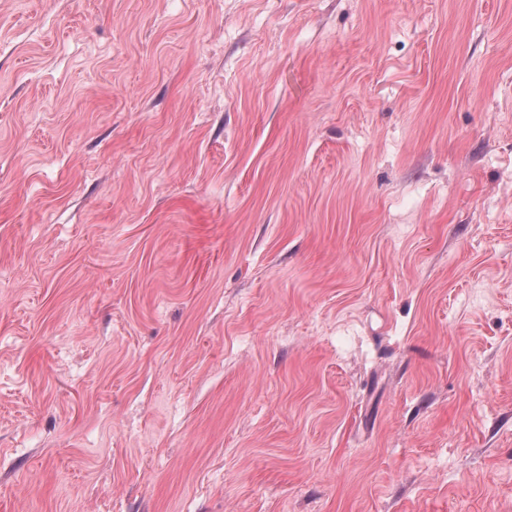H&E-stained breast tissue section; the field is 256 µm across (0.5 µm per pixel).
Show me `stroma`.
I'll return each mask as SVG.
<instances>
[{"label": "stroma", "instance_id": "35a3bbf8", "mask_svg": "<svg viewBox=\"0 0 512 512\" xmlns=\"http://www.w3.org/2000/svg\"><path fill=\"white\" fill-rule=\"evenodd\" d=\"M0 512H512V0H0Z\"/></svg>", "mask_w": 512, "mask_h": 512}]
</instances>
